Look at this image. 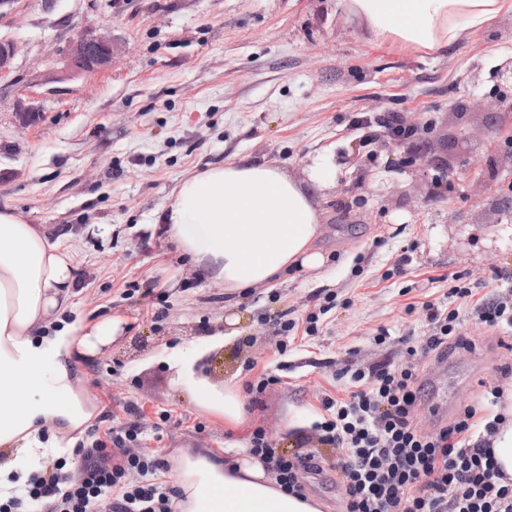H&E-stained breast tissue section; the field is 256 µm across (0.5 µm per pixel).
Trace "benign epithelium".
Wrapping results in <instances>:
<instances>
[{
    "instance_id": "7a95c632",
    "label": "benign epithelium",
    "mask_w": 512,
    "mask_h": 512,
    "mask_svg": "<svg viewBox=\"0 0 512 512\" xmlns=\"http://www.w3.org/2000/svg\"><path fill=\"white\" fill-rule=\"evenodd\" d=\"M17 53V44L12 40L0 38V80L7 77ZM114 45L112 37L97 29H81L73 33L62 49L63 67L48 76L52 81L67 80L82 74H95L108 70L112 66ZM503 111L501 101L475 104L463 103L456 109V115H470L476 126L486 127V116L492 112Z\"/></svg>"
}]
</instances>
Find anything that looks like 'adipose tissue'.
<instances>
[{
	"label": "adipose tissue",
	"instance_id": "ef3b65f1",
	"mask_svg": "<svg viewBox=\"0 0 512 512\" xmlns=\"http://www.w3.org/2000/svg\"><path fill=\"white\" fill-rule=\"evenodd\" d=\"M506 0H336V9L379 36L437 51L495 19ZM325 172L300 181L277 160L235 157L183 177L156 211L155 225L202 277L232 293L273 283L288 269H316L320 217L315 205ZM79 268L47 226L0 208V497L27 484L47 451L69 454L98 406L84 388L80 357L107 347L121 319L70 321ZM206 351L173 363L174 389L197 409L244 422L234 383L200 375ZM177 512H321L312 498L283 491L253 457L233 463L209 451H185L174 481Z\"/></svg>",
	"mask_w": 512,
	"mask_h": 512
}]
</instances>
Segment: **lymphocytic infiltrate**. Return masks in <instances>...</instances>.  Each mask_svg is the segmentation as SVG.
Here are the masks:
<instances>
[{
  "label": "lymphocytic infiltrate",
  "instance_id": "f902f5d3",
  "mask_svg": "<svg viewBox=\"0 0 512 512\" xmlns=\"http://www.w3.org/2000/svg\"><path fill=\"white\" fill-rule=\"evenodd\" d=\"M430 335L408 342L407 358L352 369L351 392L324 397L314 425L320 444L336 451L326 462L319 450L284 453L257 428L247 450L271 468L281 488L303 493L299 473L332 465L344 491L345 512H512V478L498 465L492 437L503 415L481 416L465 407L433 434H422L417 408L425 399L421 373L430 355L456 335L459 308L426 303ZM137 426L113 429L112 455L87 452L78 480L47 470L15 489L0 512L22 501H49L50 512H173V488L156 482L162 460L130 453Z\"/></svg>",
  "mask_w": 512,
  "mask_h": 512
}]
</instances>
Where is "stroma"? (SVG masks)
Instances as JSON below:
<instances>
[{
  "mask_svg": "<svg viewBox=\"0 0 512 512\" xmlns=\"http://www.w3.org/2000/svg\"><path fill=\"white\" fill-rule=\"evenodd\" d=\"M75 28L111 35V69L43 84ZM0 37L18 45L0 90V206L47 225L72 251V319L124 322L123 336L81 363L99 403L84 437L140 425L135 450L163 460L166 484L181 451L232 462L259 426L279 448L335 458L310 424L324 396L343 395L348 362L404 361L401 337L430 334L424 305L445 301L453 276L478 300L512 289V167L500 162L512 152V116L494 114L491 138L463 126L458 156L468 164L450 170L409 160L382 127L354 125L396 112L442 154L459 103L512 105V83L499 76L512 65V10L436 54L376 37L336 0H20L0 17ZM27 97L41 108L29 126L15 110ZM237 155L279 159L301 180L317 163L331 166L316 201L323 267L231 295L154 228L181 176ZM496 200L508 209L489 213ZM311 313L317 335L280 350V323ZM231 316L238 336L201 372L216 382L277 378L236 429L170 384L175 351ZM458 332L475 352L430 364L426 391L466 406L512 367V334L470 318ZM293 417L305 427L288 429Z\"/></svg>",
  "mask_w": 512,
  "mask_h": 512,
  "instance_id": "stroma-1",
  "label": "stroma"
}]
</instances>
